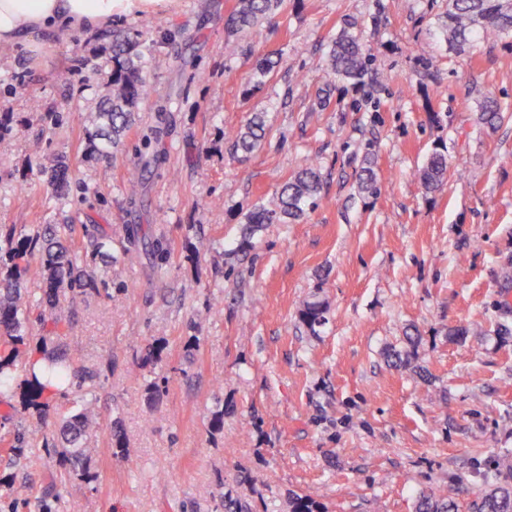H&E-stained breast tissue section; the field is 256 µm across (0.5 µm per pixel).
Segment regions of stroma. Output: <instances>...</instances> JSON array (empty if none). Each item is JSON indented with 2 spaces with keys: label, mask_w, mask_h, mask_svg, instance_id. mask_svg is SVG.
Here are the masks:
<instances>
[{
  "label": "stroma",
  "mask_w": 512,
  "mask_h": 512,
  "mask_svg": "<svg viewBox=\"0 0 512 512\" xmlns=\"http://www.w3.org/2000/svg\"><path fill=\"white\" fill-rule=\"evenodd\" d=\"M447 5L287 0L244 40L227 26L235 0H165L60 32L48 55L0 49V232L61 224L82 255L112 241L97 263L111 290H62L67 318L42 308L16 359L44 348L95 373L87 473L42 446L78 394L41 410L10 394L0 512H224L228 495L288 512L296 494L322 512H414L419 489L442 495L458 479L465 501L476 471L512 459V35L451 51L438 38ZM349 24L373 58L358 84L324 64ZM113 30L153 91L120 143L93 153L84 117L111 72ZM259 54L278 65L251 88ZM488 94L505 115L493 131L478 121ZM34 96L66 121L45 124ZM255 111L266 138L236 151L224 133ZM436 152L447 180L428 193L418 170ZM60 158L74 183L63 205L41 176ZM135 163L146 173L133 194ZM308 163L323 176L316 207L237 251L247 213L274 206ZM367 164L380 194L358 190ZM315 300L327 313L313 331L299 311ZM475 321L482 331L449 338ZM391 348L411 349V367H390ZM117 431L130 455L115 453ZM21 485L32 494L18 506Z\"/></svg>",
  "instance_id": "stroma-1"
}]
</instances>
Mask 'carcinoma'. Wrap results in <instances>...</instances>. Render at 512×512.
Wrapping results in <instances>:
<instances>
[{
    "instance_id": "1",
    "label": "carcinoma",
    "mask_w": 512,
    "mask_h": 512,
    "mask_svg": "<svg viewBox=\"0 0 512 512\" xmlns=\"http://www.w3.org/2000/svg\"><path fill=\"white\" fill-rule=\"evenodd\" d=\"M284 0H237L229 15L228 26L236 34H246L261 21L278 10ZM512 32V3L509 0H448L445 19L440 25L444 43L459 51L473 50L482 43H490ZM328 66L341 79L361 80L368 71L370 53L361 38L345 28L332 41ZM151 93V85L140 56L132 44L124 39L112 41V71L104 82L96 110L86 126V140L94 151L120 138L130 128L134 114L142 100ZM479 120L490 130L497 128L503 115L498 101L485 97L479 105ZM265 113L254 112L244 128L226 132L236 150L253 152L266 137ZM448 171L445 154H432L420 170V179L429 191L443 187ZM48 187L57 199L66 202L70 191L69 165L60 159L49 170L43 171ZM359 190L376 193L379 190L372 168L365 167L359 174ZM323 182L319 170L308 165L294 178L283 184L278 193V203L273 208L258 206L245 218L237 249L246 251L253 246L255 235L268 224H284L303 218L316 205ZM112 253V240L99 238L93 245L91 258L79 257L63 244L61 225L41 224L35 233L14 237L5 235V246H0V328L6 331L13 348L29 339L31 315L42 303L58 309L64 316L65 309L54 299L60 288L107 287L97 273L92 260ZM36 260L40 263L45 287L40 292L26 288L24 276L27 267L20 261ZM326 307L320 301L306 303L299 312L301 322L310 330L323 324ZM16 353L0 355V396L12 392L16 371ZM36 361L25 368L24 386L28 403L37 408L46 406L42 398L55 382L59 394L64 396L69 388L83 389L92 383L94 375L77 372L60 357H49L44 367L35 369ZM90 400L70 412L61 434L66 443L60 456L72 472L81 471L86 457L85 447L89 437L88 409ZM482 489L466 504L459 500V485L448 484V493L436 497L422 489L416 497L415 512H512V484L501 482L500 468L485 470L480 474ZM289 512H321L319 504L307 496H295L289 502Z\"/></svg>"
}]
</instances>
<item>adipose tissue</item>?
I'll return each mask as SVG.
<instances>
[{
	"instance_id": "ef3b65f1",
	"label": "adipose tissue",
	"mask_w": 512,
	"mask_h": 512,
	"mask_svg": "<svg viewBox=\"0 0 512 512\" xmlns=\"http://www.w3.org/2000/svg\"><path fill=\"white\" fill-rule=\"evenodd\" d=\"M159 0H0V45L22 44L47 53L55 33L96 29L133 5L145 8Z\"/></svg>"
}]
</instances>
